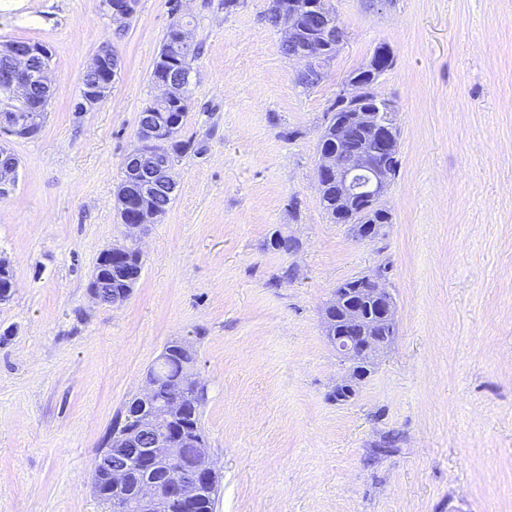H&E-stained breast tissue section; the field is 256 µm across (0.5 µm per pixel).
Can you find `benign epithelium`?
Masks as SVG:
<instances>
[{"label": "benign epithelium", "instance_id": "1", "mask_svg": "<svg viewBox=\"0 0 512 512\" xmlns=\"http://www.w3.org/2000/svg\"><path fill=\"white\" fill-rule=\"evenodd\" d=\"M330 0H309L307 9L313 19L326 21L333 18L329 7ZM138 0H101L102 11L114 21L131 18ZM294 3L280 0L277 6L282 40L293 39ZM174 43L182 50H189L193 38L188 27L173 22L171 27ZM342 44L337 40L327 46L306 47L294 56L302 64L301 72L315 73L318 80L325 76L322 64L327 61L322 52L336 50ZM176 60L166 53L157 54L152 70V82L158 90L157 100L183 101L187 95L190 78L173 77ZM120 67V59L108 43L99 46L90 67L84 74L80 88L79 105L83 109L93 108L109 95L112 82ZM51 52L39 42H30L24 47L7 41L0 43V91L8 94L14 104L0 109V136L29 138L37 135L43 126L44 102L33 99L30 90L39 86L45 93L51 92L49 73ZM374 94L359 84L348 81L341 91V100L349 105L344 125L336 130L334 147L320 154L316 174L317 189L328 184L336 185L337 193L344 198H353L362 193L368 196L370 206L383 207L392 181V170L387 160L395 152L396 123L394 117L385 120L377 113L364 108L366 94ZM183 117L169 112L147 113L137 124V146L127 154L124 166L135 169L134 178L123 180L115 193V206L120 215V223L127 239L138 241L139 234L148 224H157L166 215L167 209L153 203L159 192L172 194L177 191V183L172 177L175 160L169 151L179 135ZM349 128H364L365 141L358 147H350L346 131ZM0 193L4 186L13 182L18 166L14 154L0 143ZM338 224H352L355 238L359 241H373L379 232L366 225L355 223L351 211H343L336 216ZM130 247L115 244L102 251V258L116 259L114 267L129 263ZM326 316V337L336 349L342 362L348 364L346 378L336 383L334 393L340 396L352 394L363 380L366 366L373 364L390 346L391 337L376 336L374 332L382 327L395 330L397 308L395 299L387 287V277L375 274L364 279V285L352 291L338 288L324 309ZM198 384L194 369L186 371L184 379L170 393V402L162 406L168 412V420L177 418L182 392L187 387ZM142 428L128 432L125 447L132 449L138 457V466L145 477L133 489V498L141 507V512H152L157 502L159 489L152 475L159 463L167 464L164 479L168 481L169 492L178 497L193 512L191 505L197 491L211 481L214 468L206 449L197 445L194 455L198 464L192 468L184 461V433L177 426L157 430L156 437L147 448L139 447L138 435ZM112 476V487H122L128 478V458L119 454L107 463Z\"/></svg>", "mask_w": 512, "mask_h": 512}]
</instances>
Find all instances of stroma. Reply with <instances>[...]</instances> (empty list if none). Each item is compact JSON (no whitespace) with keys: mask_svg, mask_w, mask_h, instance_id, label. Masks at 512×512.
<instances>
[{"mask_svg":"<svg viewBox=\"0 0 512 512\" xmlns=\"http://www.w3.org/2000/svg\"><path fill=\"white\" fill-rule=\"evenodd\" d=\"M346 32L314 89L265 20L269 0H182L192 64L178 190L142 237L128 300L96 303L122 243L114 191L153 98L169 0L124 22L100 0H0V41L47 43L53 95L0 194V512H101L92 461L166 344L187 336L205 390L217 512H512V0H332ZM121 62L79 109L101 44ZM393 64L400 169L384 238L320 206L327 111L377 45ZM295 243L270 249L273 233ZM389 268L396 336L354 397L324 335L346 279ZM391 452L378 454L387 438Z\"/></svg>","mask_w":512,"mask_h":512,"instance_id":"1","label":"stroma"}]
</instances>
